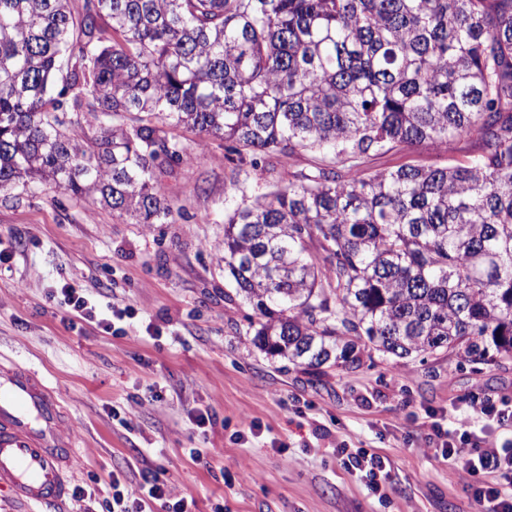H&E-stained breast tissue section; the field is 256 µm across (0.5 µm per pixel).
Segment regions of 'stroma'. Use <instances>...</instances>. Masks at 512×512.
Segmentation results:
<instances>
[{
	"label": "stroma",
	"instance_id": "1",
	"mask_svg": "<svg viewBox=\"0 0 512 512\" xmlns=\"http://www.w3.org/2000/svg\"><path fill=\"white\" fill-rule=\"evenodd\" d=\"M181 141L189 159L163 179L181 211L172 224H131L50 190L0 199V362L52 390L61 438L76 448L69 485L96 492L39 512H103L106 474L134 491L147 470L164 471L193 512H478L458 471L428 453L431 419L454 430L473 399L512 403V360L375 353L308 369L260 351L251 309L224 277L232 165L222 141ZM475 148L463 136L372 152L362 166L444 167ZM65 284L122 312L112 332L64 321L53 294ZM334 445L388 457L386 497L329 455Z\"/></svg>",
	"mask_w": 512,
	"mask_h": 512
}]
</instances>
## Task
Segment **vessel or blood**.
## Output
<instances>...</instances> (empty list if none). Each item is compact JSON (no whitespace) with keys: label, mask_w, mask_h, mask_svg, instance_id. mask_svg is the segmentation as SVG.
<instances>
[{"label":"vessel or blood","mask_w":512,"mask_h":512,"mask_svg":"<svg viewBox=\"0 0 512 512\" xmlns=\"http://www.w3.org/2000/svg\"><path fill=\"white\" fill-rule=\"evenodd\" d=\"M56 398L27 370L0 364V489L31 505L69 493L72 453L61 439Z\"/></svg>","instance_id":"1"}]
</instances>
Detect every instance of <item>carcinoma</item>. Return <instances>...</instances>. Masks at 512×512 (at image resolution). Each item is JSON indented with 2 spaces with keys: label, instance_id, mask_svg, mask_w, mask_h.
<instances>
[{
  "label": "carcinoma",
  "instance_id": "carcinoma-1",
  "mask_svg": "<svg viewBox=\"0 0 512 512\" xmlns=\"http://www.w3.org/2000/svg\"><path fill=\"white\" fill-rule=\"evenodd\" d=\"M181 132L238 172L321 155L224 216L257 348L307 368L360 346L512 359V0H0V196L171 224ZM461 134L465 162L362 168ZM320 157L317 154L311 152H302L294 155L292 158L278 156L273 159L276 165V171L274 178H278L280 184H288V179H292L293 173H299L300 171L307 172L319 162Z\"/></svg>",
  "mask_w": 512,
  "mask_h": 512
}]
</instances>
